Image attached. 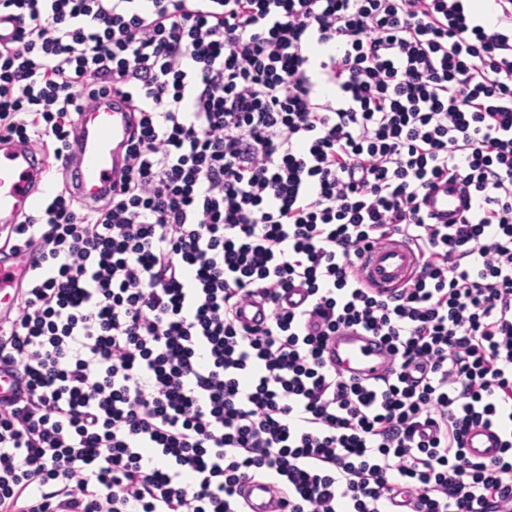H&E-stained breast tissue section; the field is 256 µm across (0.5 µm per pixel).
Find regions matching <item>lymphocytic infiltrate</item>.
Returning <instances> with one entry per match:
<instances>
[{
	"label": "lymphocytic infiltrate",
	"mask_w": 512,
	"mask_h": 512,
	"mask_svg": "<svg viewBox=\"0 0 512 512\" xmlns=\"http://www.w3.org/2000/svg\"><path fill=\"white\" fill-rule=\"evenodd\" d=\"M0 0V133L60 159L122 86L119 193L0 227V512H512V0ZM472 204L431 222L423 192ZM416 275L360 278L387 235ZM270 317L246 324L253 297ZM394 355L324 360L344 328ZM500 451L473 458L472 427ZM469 199L461 182L438 181L426 191L423 208L437 224H458ZM30 263L29 251H22L17 256L3 257L0 254V291L1 288H16ZM13 289V290H14ZM327 363L344 378L381 376L390 367L392 356L375 336L353 329H343L327 347ZM500 435L494 428L475 427L466 438L469 453L475 458L491 459L498 454ZM248 512H278L274 489L264 481L248 484Z\"/></svg>",
	"instance_id": "lymphocytic-infiltrate-1"
}]
</instances>
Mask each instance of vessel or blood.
<instances>
[{
  "instance_id": "obj_1",
  "label": "vessel or blood",
  "mask_w": 512,
  "mask_h": 512,
  "mask_svg": "<svg viewBox=\"0 0 512 512\" xmlns=\"http://www.w3.org/2000/svg\"><path fill=\"white\" fill-rule=\"evenodd\" d=\"M74 137L67 161V190L92 204L118 184L124 152L131 134V115L115 97L101 99L73 119ZM48 163L32 143L0 137V225L15 224L35 209L46 182ZM469 204L461 182H437L427 190L424 210L436 223H458ZM30 263L29 252L0 256V289L16 287ZM417 264L415 251L399 238L386 239L365 253L362 274L374 287L389 289L400 284ZM325 358L337 375L369 378L384 375L392 356L388 348L366 332L343 329L327 347ZM500 435L496 429L476 427L466 438L469 453L490 459L497 455ZM248 512H278L274 489L266 482L248 486Z\"/></svg>"
}]
</instances>
